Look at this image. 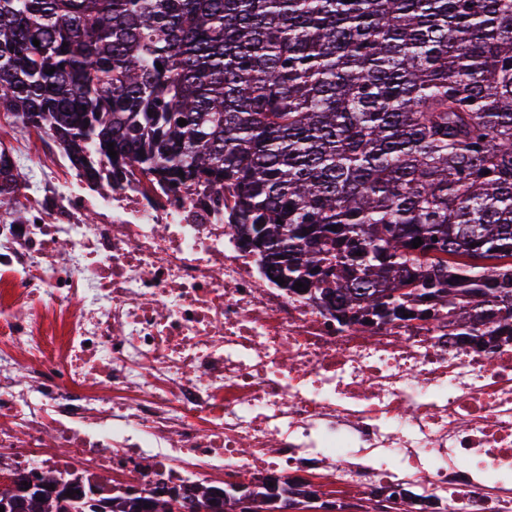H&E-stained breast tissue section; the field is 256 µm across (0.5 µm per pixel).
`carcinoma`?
Listing matches in <instances>:
<instances>
[{
    "label": "carcinoma",
    "mask_w": 512,
    "mask_h": 512,
    "mask_svg": "<svg viewBox=\"0 0 512 512\" xmlns=\"http://www.w3.org/2000/svg\"><path fill=\"white\" fill-rule=\"evenodd\" d=\"M0 113L91 183L210 202L341 322L452 296L467 343L487 322L512 340V0H0ZM13 169L0 151V209L19 216ZM138 481L102 509L34 490L4 512H170ZM176 494L190 512H304L325 492L242 471Z\"/></svg>",
    "instance_id": "obj_1"
}]
</instances>
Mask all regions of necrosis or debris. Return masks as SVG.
Masks as SVG:
<instances>
[{
    "instance_id": "obj_1",
    "label": "necrosis or debris",
    "mask_w": 512,
    "mask_h": 512,
    "mask_svg": "<svg viewBox=\"0 0 512 512\" xmlns=\"http://www.w3.org/2000/svg\"><path fill=\"white\" fill-rule=\"evenodd\" d=\"M0 212V474L104 495L318 479L413 512H512V343L447 319L342 324L207 202L13 154ZM14 163L6 151H0V209L13 210L12 213L20 215L21 211L14 208L15 185L13 171Z\"/></svg>"
}]
</instances>
